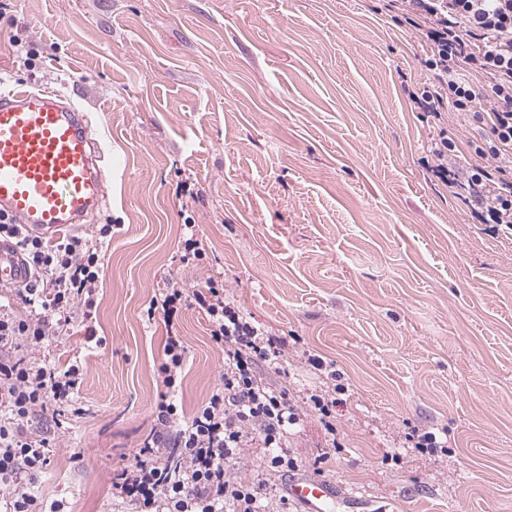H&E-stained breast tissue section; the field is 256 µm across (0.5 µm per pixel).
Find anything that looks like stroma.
Segmentation results:
<instances>
[{"mask_svg": "<svg viewBox=\"0 0 512 512\" xmlns=\"http://www.w3.org/2000/svg\"><path fill=\"white\" fill-rule=\"evenodd\" d=\"M386 0H0V90L48 87L85 111L111 162L93 224L102 337L80 327L43 354L83 366L81 415H62L33 491L65 512H118L112 476L153 426L166 329L147 319L167 279L223 275L226 295L289 345L294 399L347 387L338 447L317 417L286 444L295 476L409 512H512V236L469 223L431 181L435 131L406 90L417 33ZM191 181L194 196L178 195ZM206 252L184 264L185 220ZM186 414L224 369L184 309ZM445 449L406 447L414 429Z\"/></svg>", "mask_w": 512, "mask_h": 512, "instance_id": "1", "label": "stroma"}]
</instances>
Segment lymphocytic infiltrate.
<instances>
[{"label":"lymphocytic infiltrate","instance_id":"1","mask_svg":"<svg viewBox=\"0 0 512 512\" xmlns=\"http://www.w3.org/2000/svg\"><path fill=\"white\" fill-rule=\"evenodd\" d=\"M399 24L420 36L418 58L426 78L407 93L437 133L427 145L428 172L462 200L473 223L512 234V0H389ZM471 128L469 140L449 134L447 111ZM115 234L111 224L62 236L49 244L0 218V239L18 245L33 272L15 295L31 307L27 316L0 308V487L8 491L4 512H62L44 505L31 487L47 466L49 439L33 427L35 416L61 413L77 403L82 368L61 369L36 354L61 329L84 321L86 342L97 308L101 252ZM207 319L211 342L224 354L219 383L193 417L176 400L186 348L174 321L183 307ZM166 328L164 360L157 373L164 386L154 404L150 436L132 462L112 478V498L128 512H260L274 490L265 480L242 482L228 468L242 449L262 448L275 472L294 467L285 453L290 427L319 415L327 434L346 387L322 358L306 355L332 384L300 401L257 377L258 368L284 373L287 341L247 318L224 298L223 277L191 285L168 280L147 311Z\"/></svg>","mask_w":512,"mask_h":512}]
</instances>
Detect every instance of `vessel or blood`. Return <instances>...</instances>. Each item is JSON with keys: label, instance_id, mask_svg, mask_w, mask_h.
Segmentation results:
<instances>
[{"label": "vessel or blood", "instance_id": "vessel-or-blood-1", "mask_svg": "<svg viewBox=\"0 0 512 512\" xmlns=\"http://www.w3.org/2000/svg\"><path fill=\"white\" fill-rule=\"evenodd\" d=\"M100 160L88 115L59 92L0 91V215L50 241L76 229L106 197ZM30 278L20 250L0 241V286ZM288 495L304 512H372L368 498L315 477L289 480Z\"/></svg>", "mask_w": 512, "mask_h": 512}]
</instances>
